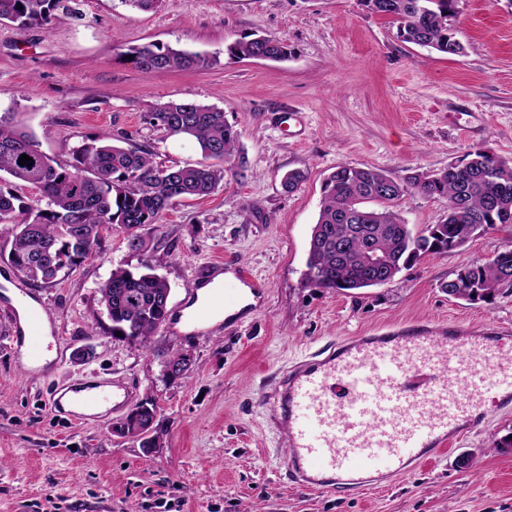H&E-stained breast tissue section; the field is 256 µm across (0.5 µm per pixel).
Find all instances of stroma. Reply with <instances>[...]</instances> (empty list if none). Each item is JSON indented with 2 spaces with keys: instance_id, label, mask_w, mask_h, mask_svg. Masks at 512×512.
Instances as JSON below:
<instances>
[{
  "instance_id": "obj_1",
  "label": "stroma",
  "mask_w": 512,
  "mask_h": 512,
  "mask_svg": "<svg viewBox=\"0 0 512 512\" xmlns=\"http://www.w3.org/2000/svg\"><path fill=\"white\" fill-rule=\"evenodd\" d=\"M80 18L18 32L0 24V113L10 110L59 162L102 132L155 161L194 165L195 142L146 124L169 100L223 109L245 152V177L215 194L176 199L143 236L177 310L211 277L214 261L247 269L257 303L199 332L161 326L150 347L112 337L99 288L114 269L139 266L120 229L97 257L55 283L19 280L44 310L48 371L24 373L0 306V512H512V406L481 417L420 467L364 493L312 490L287 475L281 421L266 394L282 374L349 336L431 320L512 330V295L472 304L442 284L459 268L512 244V226L427 256L393 280L353 293L312 288L306 260L321 185L337 165L394 178L438 170L484 149L512 160V0H456L450 23L464 45L449 57L403 42L392 18L361 0H159L149 11L120 0H79ZM257 33L282 40L284 61L237 58L228 44ZM159 43L207 64L153 76L131 48ZM301 170L295 191L282 177ZM448 201L405 197L413 232L442 223ZM86 352L74 362L75 350ZM189 355L186 375L164 364ZM123 381L126 409L157 406L160 448L149 454L113 426L126 409L70 424L48 408L53 385Z\"/></svg>"
}]
</instances>
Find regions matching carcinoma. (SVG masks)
<instances>
[{
    "mask_svg": "<svg viewBox=\"0 0 512 512\" xmlns=\"http://www.w3.org/2000/svg\"><path fill=\"white\" fill-rule=\"evenodd\" d=\"M371 12L393 18L405 43L448 56L463 50L448 23L455 0H361ZM76 0H0V23L24 31L46 26L58 14L75 15ZM239 58L263 55L282 61L288 45L271 36L246 35L227 46ZM139 68L155 75L198 68L207 59L170 46L148 44L132 50ZM145 123L170 136L193 139L203 161L196 165H162L146 150L112 143L103 133L82 144L73 163L61 164L38 150L32 136L0 113V174L38 189L46 207L35 208L24 197L0 185V224L12 225L7 261L33 282L51 284L72 268L96 257L104 232L125 234L130 251L145 256L135 270L117 268L100 287L99 302L111 323L110 333L150 345L169 317L162 299L169 285L156 272L157 259L143 249L142 229L159 223L177 198L206 197L224 184L229 171L243 174L245 157L238 133L224 111L195 100L159 104ZM26 154L30 162L19 165ZM448 200L443 223L413 234L400 210L409 194ZM318 220L307 257V282L314 288L354 291L375 286L369 277L372 257L364 238L374 241L387 262L386 280L425 256L443 255L474 237L512 224V162L493 160L483 149L468 154L456 171L429 175L415 171L396 180L384 171L339 165L324 180ZM356 211L358 229L343 220ZM512 277V247L457 270L442 284L470 302H492Z\"/></svg>",
    "mask_w": 512,
    "mask_h": 512,
    "instance_id": "1",
    "label": "carcinoma"
}]
</instances>
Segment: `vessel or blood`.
<instances>
[{"mask_svg": "<svg viewBox=\"0 0 512 512\" xmlns=\"http://www.w3.org/2000/svg\"><path fill=\"white\" fill-rule=\"evenodd\" d=\"M37 306L15 318L13 341L29 370L47 369ZM512 337L472 336L422 324L352 339L322 352L267 396L287 426L291 479L312 489L360 490L376 459L398 472L433 458L477 410L512 397ZM455 372L459 383H441ZM103 397L93 387L57 386L49 407L80 419Z\"/></svg>", "mask_w": 512, "mask_h": 512, "instance_id": "obj_1", "label": "vessel or blood"}]
</instances>
